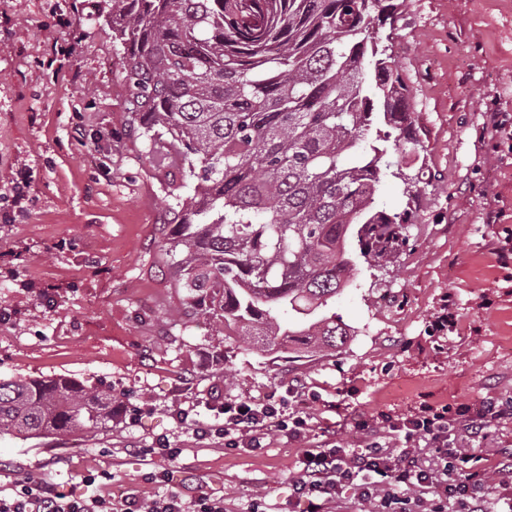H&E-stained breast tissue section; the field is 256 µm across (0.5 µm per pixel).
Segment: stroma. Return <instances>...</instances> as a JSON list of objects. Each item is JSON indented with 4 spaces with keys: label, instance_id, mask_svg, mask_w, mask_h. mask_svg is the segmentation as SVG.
Wrapping results in <instances>:
<instances>
[{
    "label": "stroma",
    "instance_id": "obj_1",
    "mask_svg": "<svg viewBox=\"0 0 512 512\" xmlns=\"http://www.w3.org/2000/svg\"><path fill=\"white\" fill-rule=\"evenodd\" d=\"M107 0H0V377L111 386L141 407L111 432L0 438V483L151 500L166 471L186 496L293 512L303 448L356 443L354 422L420 402H512V0H406L388 42L426 151L417 219L385 266L360 264L328 310L349 331L325 356L248 353L203 312L183 314L161 245L180 174L154 167L128 126L121 47ZM450 302L454 324L433 323ZM221 396L286 397L309 416L298 442L270 431L253 451L195 440L172 412ZM167 439L177 459L142 458Z\"/></svg>",
    "mask_w": 512,
    "mask_h": 512
}]
</instances>
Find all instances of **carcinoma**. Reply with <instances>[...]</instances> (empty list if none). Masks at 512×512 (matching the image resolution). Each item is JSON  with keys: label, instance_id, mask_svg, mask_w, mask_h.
I'll use <instances>...</instances> for the list:
<instances>
[{"label": "carcinoma", "instance_id": "carcinoma-1", "mask_svg": "<svg viewBox=\"0 0 512 512\" xmlns=\"http://www.w3.org/2000/svg\"><path fill=\"white\" fill-rule=\"evenodd\" d=\"M406 0H109L129 125L156 166L191 180L164 251L184 313L204 308L247 349L341 347L328 301L353 281L347 248L390 263L406 208L380 206L389 151L420 157L408 87L379 29ZM310 317L282 327L275 312ZM112 389L0 379V435L112 431Z\"/></svg>", "mask_w": 512, "mask_h": 512}]
</instances>
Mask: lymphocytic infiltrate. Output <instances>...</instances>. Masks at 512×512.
I'll return each mask as SVG.
<instances>
[{"instance_id":"lymphocytic-infiltrate-1","label":"lymphocytic infiltrate","mask_w":512,"mask_h":512,"mask_svg":"<svg viewBox=\"0 0 512 512\" xmlns=\"http://www.w3.org/2000/svg\"><path fill=\"white\" fill-rule=\"evenodd\" d=\"M207 409L204 420L185 409L175 418L191 426L197 439H223L228 451L259 448L274 429L297 440L310 430L304 418L287 414L281 400L217 399ZM471 419V408L464 403L439 408L423 404L394 420L364 422L358 447L304 449L293 493L305 503V512H324L347 491L376 503L377 512H498L501 504L512 512V482L499 484L494 496H487L485 471L477 458L450 444L460 434L480 435ZM388 432L395 434L398 447L383 443ZM85 485L86 492L77 496L60 492L45 479L16 482L0 489V512H225L220 497L203 495L189 505L170 489L143 502L102 496L90 479Z\"/></svg>"}]
</instances>
